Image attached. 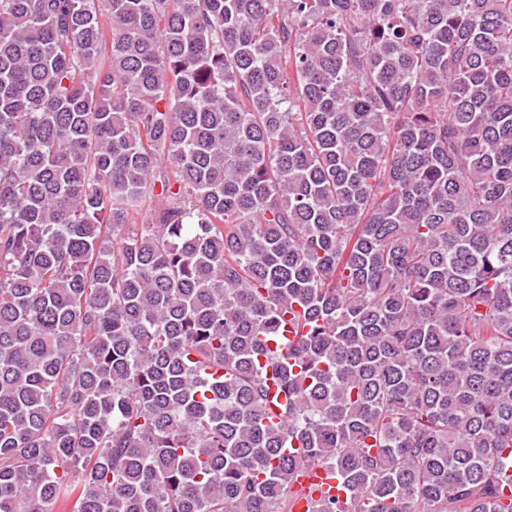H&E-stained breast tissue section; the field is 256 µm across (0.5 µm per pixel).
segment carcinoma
Masks as SVG:
<instances>
[{
	"label": "carcinoma",
	"mask_w": 512,
	"mask_h": 512,
	"mask_svg": "<svg viewBox=\"0 0 512 512\" xmlns=\"http://www.w3.org/2000/svg\"><path fill=\"white\" fill-rule=\"evenodd\" d=\"M509 467L512 0H0V512ZM299 481L307 488L313 486L318 487L322 492H328L331 496L339 495L344 497L342 491L337 489L338 481L332 476V473L321 467L306 468L302 475L298 478ZM320 491H316L315 497L317 498Z\"/></svg>",
	"instance_id": "carcinoma-1"
}]
</instances>
